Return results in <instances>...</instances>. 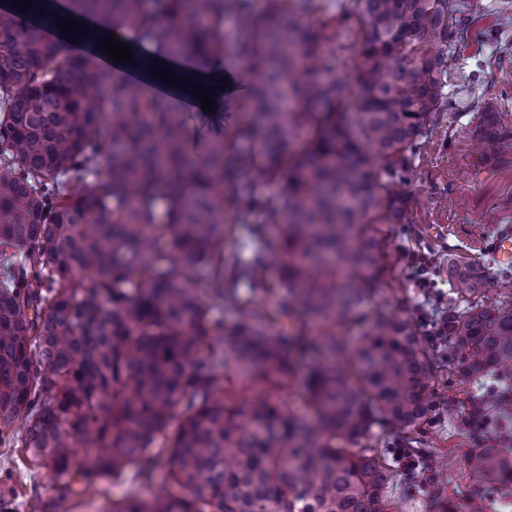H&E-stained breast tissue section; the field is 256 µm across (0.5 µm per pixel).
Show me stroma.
<instances>
[{"instance_id":"35a3bbf8","label":"stroma","mask_w":512,"mask_h":512,"mask_svg":"<svg viewBox=\"0 0 512 512\" xmlns=\"http://www.w3.org/2000/svg\"><path fill=\"white\" fill-rule=\"evenodd\" d=\"M457 20L448 43L447 102L435 113L426 147L413 159L415 177L405 223L381 224L377 238L383 271L363 317L377 310L412 316L422 325L448 315V256L479 267L493 263L486 244L512 229V154L494 144L477 148L484 111L497 117L499 136L512 138V0H450ZM362 21L352 6L337 10L336 36L327 43V77L353 82L360 61ZM435 411L417 433L419 453L412 470L396 466V492L410 501L407 512H436L435 483L449 497L493 500L497 512H512V477L481 484L464 458L476 440L461 425L479 389L461 380L456 363L434 353ZM68 476L32 464L23 449L0 447V497L8 512H112L115 501L148 500L156 492L137 466L100 480L82 496Z\"/></svg>"}]
</instances>
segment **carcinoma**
<instances>
[{
    "mask_svg": "<svg viewBox=\"0 0 512 512\" xmlns=\"http://www.w3.org/2000/svg\"><path fill=\"white\" fill-rule=\"evenodd\" d=\"M63 2L197 69L224 58L225 0ZM351 2L364 19L352 88L317 75L328 37L304 18L320 0H265L259 12L236 0L251 90L241 119L200 152L167 100L13 22H55L47 0L0 19V446L59 475L83 450L94 465L77 484L136 464L147 482L181 489L112 512L404 507L368 441L376 425L408 432L431 416L433 366L417 321L358 315L382 269L380 242L361 236L376 206L402 223L456 20L449 0ZM80 171L94 182L75 191L68 176ZM268 184L278 198L259 194ZM250 211L264 221L245 222ZM227 241L251 258L233 259ZM490 273L512 287L508 268L479 274L448 256V319L429 333L474 383L512 371V297L483 303ZM270 297L280 320L266 314ZM226 307L240 314L230 326L213 315ZM349 325L361 326L351 348ZM296 355L317 358L310 416L288 406ZM465 462L482 481L512 472L495 448Z\"/></svg>",
    "mask_w": 512,
    "mask_h": 512,
    "instance_id": "cac0c4a2",
    "label": "carcinoma"
}]
</instances>
